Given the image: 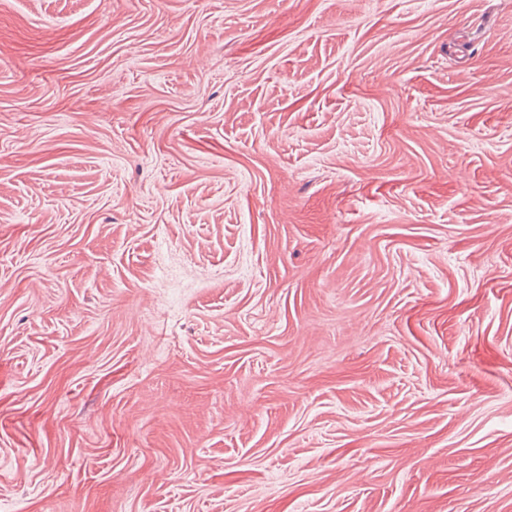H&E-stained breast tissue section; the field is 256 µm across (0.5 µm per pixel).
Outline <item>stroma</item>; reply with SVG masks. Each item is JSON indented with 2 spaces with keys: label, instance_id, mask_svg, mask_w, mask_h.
<instances>
[{
  "label": "stroma",
  "instance_id": "obj_1",
  "mask_svg": "<svg viewBox=\"0 0 512 512\" xmlns=\"http://www.w3.org/2000/svg\"><path fill=\"white\" fill-rule=\"evenodd\" d=\"M0 512H512V0H0Z\"/></svg>",
  "mask_w": 512,
  "mask_h": 512
}]
</instances>
